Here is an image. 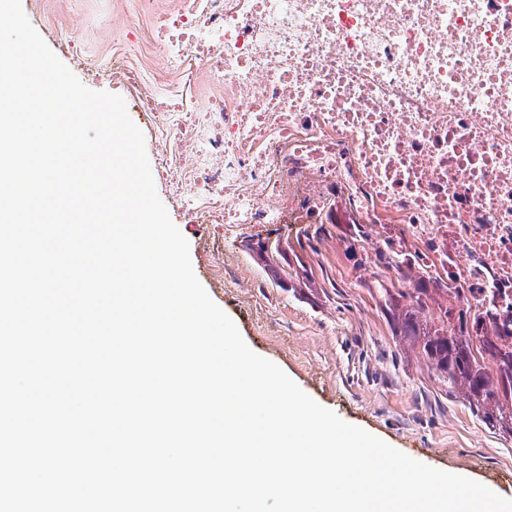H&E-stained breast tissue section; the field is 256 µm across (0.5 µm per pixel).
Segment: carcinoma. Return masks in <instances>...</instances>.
Returning <instances> with one entry per match:
<instances>
[{"mask_svg":"<svg viewBox=\"0 0 512 512\" xmlns=\"http://www.w3.org/2000/svg\"><path fill=\"white\" fill-rule=\"evenodd\" d=\"M377 300L397 343L419 350L448 384V397L464 400L486 427L512 437V343L490 333L485 320L455 310L429 277L401 272L397 281L378 276ZM443 298V316L427 314Z\"/></svg>","mask_w":512,"mask_h":512,"instance_id":"obj_1","label":"carcinoma"}]
</instances>
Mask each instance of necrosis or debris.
Listing matches in <instances>:
<instances>
[{
  "label": "necrosis or debris",
  "instance_id": "1",
  "mask_svg": "<svg viewBox=\"0 0 512 512\" xmlns=\"http://www.w3.org/2000/svg\"><path fill=\"white\" fill-rule=\"evenodd\" d=\"M142 50L215 88L110 64L196 222L362 230L512 324V0H177ZM125 45L126 61L135 67L141 68L148 81L151 82L158 91L165 93L173 86L178 87L180 93L186 94L188 103L195 108H199L211 93V89L204 83H196L195 85L187 87L182 74H161L156 72L149 59L143 57L140 52L133 48L128 42H125Z\"/></svg>",
  "mask_w": 512,
  "mask_h": 512
}]
</instances>
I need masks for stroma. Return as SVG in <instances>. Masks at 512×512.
I'll return each instance as SVG.
<instances>
[{
  "label": "stroma",
  "mask_w": 512,
  "mask_h": 512,
  "mask_svg": "<svg viewBox=\"0 0 512 512\" xmlns=\"http://www.w3.org/2000/svg\"><path fill=\"white\" fill-rule=\"evenodd\" d=\"M49 48L56 30L77 27L81 57L60 54L88 88L126 95L104 70L115 44L113 15L132 14L135 0H22ZM158 91L178 88L192 107L210 93L179 74L155 71L127 48ZM157 194L187 239L194 273L210 298L235 322L246 344L277 364L308 396L411 458L485 486L512 489V438L486 429L417 351L397 345L370 289L366 254L351 255L332 224L305 230L290 224H194L163 179ZM270 239L282 249L259 255ZM303 259L304 273L293 263Z\"/></svg>",
  "instance_id": "obj_1"
}]
</instances>
